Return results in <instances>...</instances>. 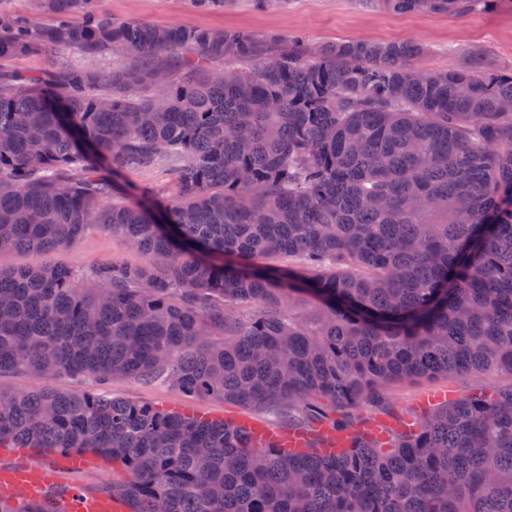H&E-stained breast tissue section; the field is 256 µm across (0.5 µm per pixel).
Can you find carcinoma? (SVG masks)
<instances>
[{"mask_svg": "<svg viewBox=\"0 0 512 512\" xmlns=\"http://www.w3.org/2000/svg\"><path fill=\"white\" fill-rule=\"evenodd\" d=\"M90 0L0 12V59L102 50L127 65L0 71V373L168 380L280 413L313 450L104 391L0 393V444L90 451L128 512H512V386L473 384L381 438L388 384L512 376V74L420 73L421 43L119 21ZM467 14L498 0H362ZM56 25L35 32L43 10ZM81 14L74 23L71 16ZM223 60L226 79L210 64ZM175 162L159 199L113 200ZM96 226L144 252L83 286L44 258ZM288 258L286 266L261 259ZM345 450L318 451L322 433ZM0 512H61L0 492ZM171 168V162L163 161L151 170L131 172L125 179L126 188H146L157 197L166 196L172 190Z\"/></svg>", "mask_w": 512, "mask_h": 512, "instance_id": "1", "label": "carcinoma"}]
</instances>
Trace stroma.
Instances as JSON below:
<instances>
[{
  "mask_svg": "<svg viewBox=\"0 0 512 512\" xmlns=\"http://www.w3.org/2000/svg\"><path fill=\"white\" fill-rule=\"evenodd\" d=\"M100 12L116 20H140L157 25L178 24L211 29L242 28L259 34L301 33L309 43L363 40L379 43L420 42L426 53L414 66L425 72H444L467 66L472 51L483 54L485 66L499 73L512 72V0H497L494 7L464 16L443 13H399L362 4L361 0H288L281 8L262 9L254 0H229L222 8L202 10L191 0H95ZM109 70L121 66L112 53L89 55L74 49L39 51L0 63V69L28 78L46 76L59 65ZM51 264L77 271L83 283H90L97 268L115 262L145 263V255L117 234L89 228L74 248L59 250L49 257ZM482 381L490 385L512 383V376L489 373L482 377L451 374L435 378L400 380L384 389L386 410L368 409L378 423L388 414H414L421 396L428 390L457 394ZM50 386L63 391L94 390L86 377L58 375L41 377L27 372L0 374V392L35 391ZM105 391L108 395L171 409L186 405L187 399L169 382L145 384L117 377Z\"/></svg>",
  "mask_w": 512,
  "mask_h": 512,
  "instance_id": "1",
  "label": "stroma"
}]
</instances>
